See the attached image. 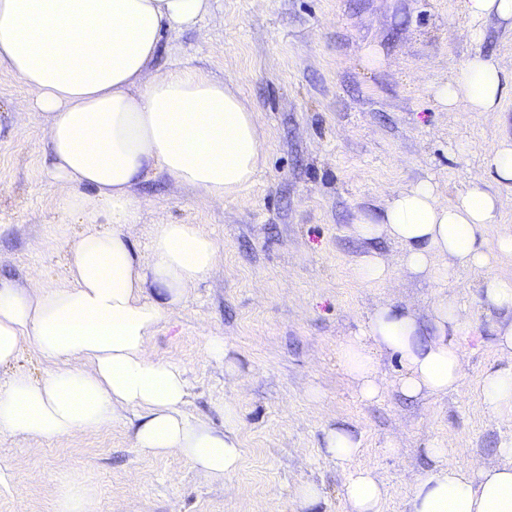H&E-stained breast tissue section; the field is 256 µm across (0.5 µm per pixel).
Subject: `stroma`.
Instances as JSON below:
<instances>
[{"label":"stroma","instance_id":"obj_1","mask_svg":"<svg viewBox=\"0 0 512 512\" xmlns=\"http://www.w3.org/2000/svg\"><path fill=\"white\" fill-rule=\"evenodd\" d=\"M472 25L461 0H216L197 29L166 36L163 62L232 82L263 132L266 165L238 198L214 205L160 177L139 187L140 221L129 229L143 251L156 225L197 224L224 249L149 346L186 369L191 417L223 428L221 408L236 401L241 465L209 481L184 459L142 455L126 419L41 441L35 454L0 439V512H53L47 489L65 466L95 490L99 512H300L292 490L302 482L321 492L313 512H347L348 470L322 452L325 429L338 424L360 435L354 464L385 483L384 512H407L413 483L432 465L424 453L431 440L461 467L502 464L498 447L512 423L490 418L474 394L500 363L493 330L503 317L484 303L479 272L457 270L445 290L464 308L459 390L406 399L396 390L402 367L381 353L387 390L368 402L337 357L376 307L425 323L442 291L400 265L398 243L357 239L358 213H376L390 193L429 177L454 198L484 179L485 150L512 140L511 90L494 112L445 111L433 97L478 50L512 75V30L482 21L485 37L475 44ZM367 47L382 54L378 68L364 66ZM25 96L1 70L0 276L21 282L34 269L54 287L64 282L68 246L54 225L42 120L14 115ZM39 238L54 239V250L36 255L29 243ZM371 248L393 263L390 282L355 279ZM209 334L223 337L238 372L208 360Z\"/></svg>","mask_w":512,"mask_h":512}]
</instances>
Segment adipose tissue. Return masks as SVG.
I'll list each match as a JSON object with an SVG mask.
<instances>
[{"mask_svg":"<svg viewBox=\"0 0 512 512\" xmlns=\"http://www.w3.org/2000/svg\"><path fill=\"white\" fill-rule=\"evenodd\" d=\"M214 0H0V68L28 90L25 107L44 121L46 176L58 195L61 221L86 230L72 241L66 283L50 288L39 274L19 283L0 277V438L20 445L95 432L133 414V443L144 454L178 456L204 478L240 467L239 409L225 401L224 427L188 417L184 367L155 358L149 340L159 324L223 260L217 240L196 224L157 225L141 258L126 233L138 223L139 187L163 176L213 202L233 200L263 169L257 114L227 81L205 70L159 66L165 35L196 29ZM507 85L498 62L472 54L437 84L445 110L496 111ZM502 200L480 186L443 199L428 179L386 199L380 214L359 213L352 232L404 247L407 271L436 283L453 270L483 275L485 303L512 311V231L484 243ZM463 320L456 297L431 306L433 333L411 312L376 308L362 336L341 343L338 358L364 400L384 385L374 350L396 356L400 394L440 396L462 385L467 351L455 333ZM507 367L487 372L480 407L512 419V319L495 329ZM46 363L33 379L16 362L23 347ZM324 452L351 465L342 488L348 512H383L388 490L368 467L355 466L360 438L329 428ZM433 466L420 476L408 512H512V438L501 465L465 469L451 449L431 442ZM55 512H99L94 489L68 474L54 490Z\"/></svg>","mask_w":512,"mask_h":512,"instance_id":"obj_1","label":"adipose tissue"}]
</instances>
